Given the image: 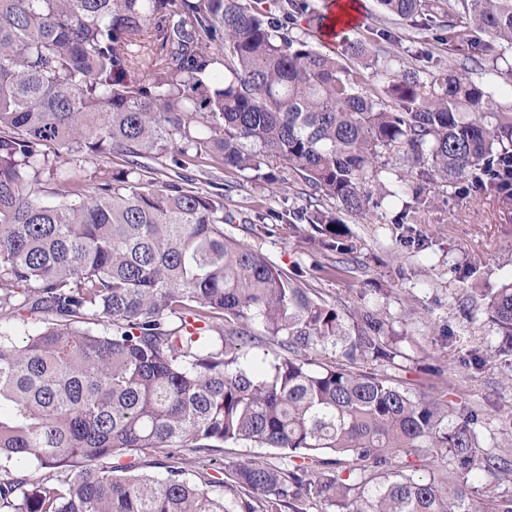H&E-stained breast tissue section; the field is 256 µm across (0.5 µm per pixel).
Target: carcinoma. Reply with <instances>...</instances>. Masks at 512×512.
Segmentation results:
<instances>
[{
    "mask_svg": "<svg viewBox=\"0 0 512 512\" xmlns=\"http://www.w3.org/2000/svg\"><path fill=\"white\" fill-rule=\"evenodd\" d=\"M379 3L512 48V0ZM341 55L361 70L249 0H0V322L25 325L0 327V512H512V497L472 496L477 473L512 472L511 453L481 450L478 409L364 369L398 368L383 308L327 302L224 231L223 198L186 176L156 186L135 161L183 169L212 152L334 200L293 209L338 255L311 265L318 279L357 268L339 213L365 217L392 186L405 212L423 180L495 188L512 163L506 56L496 93L454 68L394 72L363 38ZM104 154L128 165L84 176L77 201L44 200L67 164ZM478 296L512 348V280ZM242 441L280 462L239 461L229 482L144 471L149 449ZM425 448L454 467L391 471ZM32 457L48 476L10 473Z\"/></svg>",
    "mask_w": 512,
    "mask_h": 512,
    "instance_id": "1",
    "label": "carcinoma"
}]
</instances>
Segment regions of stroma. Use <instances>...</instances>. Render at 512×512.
<instances>
[{
    "mask_svg": "<svg viewBox=\"0 0 512 512\" xmlns=\"http://www.w3.org/2000/svg\"><path fill=\"white\" fill-rule=\"evenodd\" d=\"M354 36L367 37L372 49L398 64L428 70L461 68L476 42H452L447 28H431L414 36L408 22L384 14L377 0H365ZM196 187L222 195L234 217L229 232L259 248L277 267L301 276L329 302L355 308L384 297L387 314L399 335L401 353L396 372L413 397L426 400L440 392L449 399L480 408L477 431L485 450H512V352L500 340L482 311L462 320L475 289L494 288L512 278V201L498 191L462 192L442 181L423 185V205L402 212L401 202L379 199L370 219L344 216L348 240L359 268L351 274L316 280L309 269L320 249L308 225L288 217L305 205L303 184L295 178L265 187L251 184L246 173L225 166L212 154L188 168ZM277 213L263 228L258 214ZM481 350V367L469 365ZM278 451L254 443L225 445L219 451L186 453V467L220 477L225 466L244 460L276 462Z\"/></svg>",
    "mask_w": 512,
    "mask_h": 512,
    "instance_id": "35a3bbf8",
    "label": "stroma"
}]
</instances>
